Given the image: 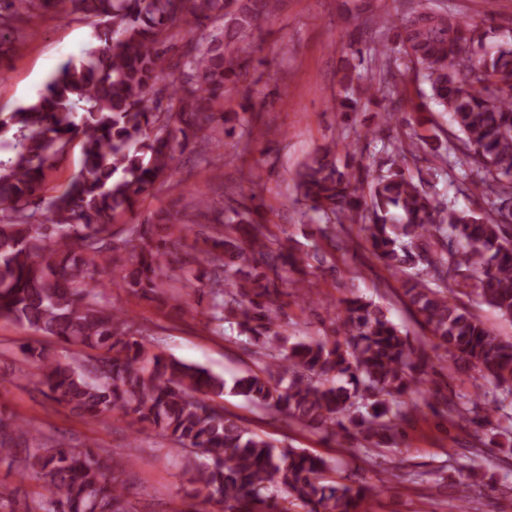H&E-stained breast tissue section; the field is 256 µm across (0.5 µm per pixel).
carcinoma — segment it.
I'll return each instance as SVG.
<instances>
[{
	"instance_id": "1",
	"label": "carcinoma",
	"mask_w": 512,
	"mask_h": 512,
	"mask_svg": "<svg viewBox=\"0 0 512 512\" xmlns=\"http://www.w3.org/2000/svg\"><path fill=\"white\" fill-rule=\"evenodd\" d=\"M0 45L16 24L55 0H3ZM97 21L99 47L62 64L38 98L0 112V133L17 129L20 149L0 175V320L57 339L65 355L23 346L24 377L43 396L89 419L119 409L176 445L187 461L188 499L217 500L224 512H362L370 486L326 477L333 461L302 448H279L224 409V395L276 412L314 433L340 436L369 460L396 448L404 423L419 408L430 357L415 347L383 307L354 295L332 320L334 338L288 334L283 295L314 304L311 285L293 277L330 265L320 247L303 250L226 195L207 225L205 247L184 261L177 305L194 310L196 283L208 278L210 320L227 323L257 347L259 362L226 380L200 366L149 352L136 323L105 300L99 273L148 298L166 286L162 265L185 224L162 217L115 227L117 217L169 181L177 156L194 140L210 142L217 123L233 134L236 111L216 117L212 103L237 89L251 57L245 41L267 20L271 0H70ZM214 31L209 46L191 44L167 57L175 30ZM397 29L398 51L410 57L431 98L448 112L452 130L433 124L419 138L413 163L432 154L455 176V195L483 206L458 207L437 182L412 172L405 149L384 146L364 163L355 140L310 156L296 174L297 198L318 216L320 238L359 225L369 252L398 277L406 304L423 317L442 359L476 369L487 385L473 399L441 396L448 417L495 426L482 445L512 455V341L467 309L475 296L512 321V37L486 45L487 33L455 13L420 0L378 31L356 60L380 61ZM168 106L160 108L161 96ZM82 141V166L64 190L45 197L46 175L69 142ZM0 462L17 464L42 491L23 512H132L122 472L107 470L99 450L46 437L30 422L0 416ZM458 484L465 512H484Z\"/></svg>"
}]
</instances>
